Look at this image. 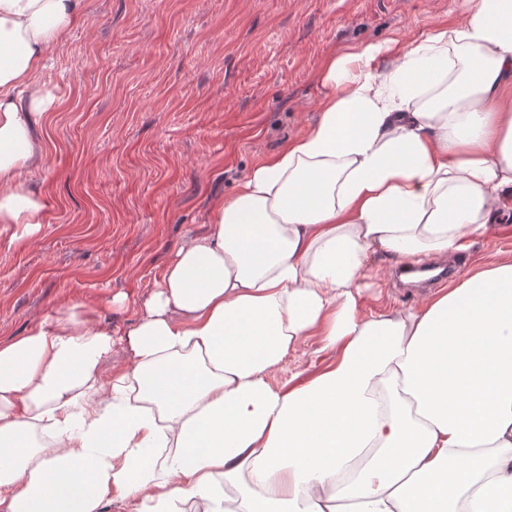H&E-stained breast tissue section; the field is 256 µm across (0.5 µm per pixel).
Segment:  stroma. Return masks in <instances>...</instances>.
<instances>
[{
    "mask_svg": "<svg viewBox=\"0 0 512 512\" xmlns=\"http://www.w3.org/2000/svg\"><path fill=\"white\" fill-rule=\"evenodd\" d=\"M460 0H82L79 22L41 74L55 97L35 129L41 163L24 182L45 222L27 244L0 233V338L74 301L127 330L188 237L257 159L315 121L332 58L454 21ZM512 256V230L455 253L460 271ZM377 261L363 313L420 304L437 287ZM318 337L290 353L273 385L328 361Z\"/></svg>",
    "mask_w": 512,
    "mask_h": 512,
    "instance_id": "1",
    "label": "stroma"
}]
</instances>
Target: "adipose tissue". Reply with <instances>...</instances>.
<instances>
[{"mask_svg": "<svg viewBox=\"0 0 512 512\" xmlns=\"http://www.w3.org/2000/svg\"><path fill=\"white\" fill-rule=\"evenodd\" d=\"M463 2L420 42L330 60L316 120L215 204L128 330L76 302L0 339V512H102L115 494L129 512H512V256L421 306L360 311L371 257L462 250L512 199V0ZM80 16L0 0V224L17 240L44 224L24 185L54 107L39 75ZM310 336L331 362L272 386ZM118 345L130 365L104 380Z\"/></svg>", "mask_w": 512, "mask_h": 512, "instance_id": "obj_1", "label": "adipose tissue"}]
</instances>
